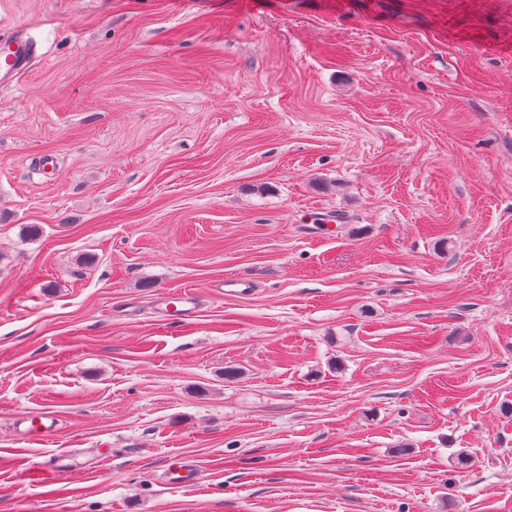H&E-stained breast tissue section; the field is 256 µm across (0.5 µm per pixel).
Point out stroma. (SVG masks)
<instances>
[{"instance_id":"35a3bbf8","label":"stroma","mask_w":512,"mask_h":512,"mask_svg":"<svg viewBox=\"0 0 512 512\" xmlns=\"http://www.w3.org/2000/svg\"><path fill=\"white\" fill-rule=\"evenodd\" d=\"M2 35L37 55L0 512H512V0H0ZM194 298L187 293L171 294L165 298L166 311L169 312V320L183 321L191 313L194 306ZM167 482L176 486H189L194 483L198 477V470L187 463L178 462L169 465L165 470Z\"/></svg>"}]
</instances>
